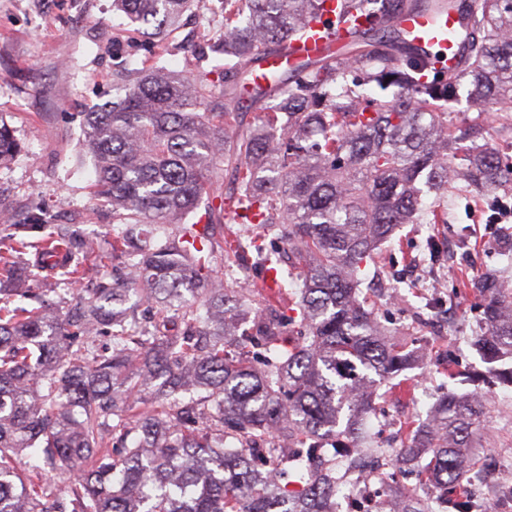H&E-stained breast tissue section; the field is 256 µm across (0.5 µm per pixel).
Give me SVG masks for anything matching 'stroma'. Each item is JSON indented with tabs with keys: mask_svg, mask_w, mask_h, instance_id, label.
<instances>
[{
	"mask_svg": "<svg viewBox=\"0 0 512 512\" xmlns=\"http://www.w3.org/2000/svg\"><path fill=\"white\" fill-rule=\"evenodd\" d=\"M222 32L221 0H191L176 30L162 38L134 31L112 0H0V120L21 144L0 167V207L16 213L40 207L46 223L78 225L96 251L109 252L112 209L92 197L93 164L81 146L85 113L132 83L134 69L146 62L203 73L223 87L224 58L209 49ZM510 197L511 185L477 203L449 187L439 201L447 223L402 225L365 269L380 325L411 357L405 372L370 384L375 411L361 423L366 443L403 447L446 394L482 396L486 414L478 439L493 459L482 492L490 500L512 486V387L486 381L488 364L475 346L484 326L468 284L493 270L504 295L512 296V260L503 252L512 223L491 221L498 201ZM429 238L450 245L449 264L435 268L422 260L421 245ZM1 253L33 265L34 287L69 299V282L35 267L32 249L4 238ZM433 274L444 282L443 296L425 288ZM425 303L448 317L447 332L432 340L422 331Z\"/></svg>",
	"mask_w": 512,
	"mask_h": 512,
	"instance_id": "35a3bbf8",
	"label": "stroma"
}]
</instances>
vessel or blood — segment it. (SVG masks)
Here are the masks:
<instances>
[{
  "instance_id": "obj_1",
  "label": "vessel or blood",
  "mask_w": 512,
  "mask_h": 512,
  "mask_svg": "<svg viewBox=\"0 0 512 512\" xmlns=\"http://www.w3.org/2000/svg\"><path fill=\"white\" fill-rule=\"evenodd\" d=\"M389 24L421 53L441 56L447 62L456 54L453 35L459 28L458 16L443 14L436 17L426 11L403 12L392 15ZM352 36V30L338 23L334 11L330 10L320 22L311 24L305 36L292 41L288 49L269 51L266 63L268 68L279 69L297 59L317 56L325 49L339 48Z\"/></svg>"
}]
</instances>
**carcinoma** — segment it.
<instances>
[{
  "label": "carcinoma",
  "mask_w": 512,
  "mask_h": 512,
  "mask_svg": "<svg viewBox=\"0 0 512 512\" xmlns=\"http://www.w3.org/2000/svg\"><path fill=\"white\" fill-rule=\"evenodd\" d=\"M326 2L223 0V90L151 65L87 113L93 196L112 203L111 253L70 224L48 233L38 213L16 221L0 209L11 238L74 284L62 308L55 289L30 287L0 258V512H336V452L323 441L358 447L370 374L407 367L362 295L368 259L400 225L438 223L425 197L454 179L476 201L512 183L483 120L448 111L461 89L473 106L512 101V0H341L340 20L369 23L347 51L301 60L271 84L249 80ZM187 4L114 0L156 34L175 30ZM421 8L461 19L456 63L417 56L386 24ZM371 83L396 93L371 97ZM20 149L0 120V165ZM218 163L228 183L216 194ZM241 221L262 227L250 247L267 272L278 276L286 250L302 277L295 294L270 289L254 316L258 371L226 350L225 295L250 272L204 273L214 249L229 258L244 247L237 234L214 237ZM108 265L121 274L88 277ZM472 288L489 328L479 349L512 358V301L493 277ZM174 315L179 334L167 333ZM432 412L435 427L409 444L363 452L432 454L424 473L455 500L441 511L404 488L402 512H473L460 494L484 482L472 437L485 409L451 394ZM30 456L37 464L21 469ZM79 462L57 488L54 476Z\"/></svg>",
  "instance_id": "cac0c4a2"
}]
</instances>
